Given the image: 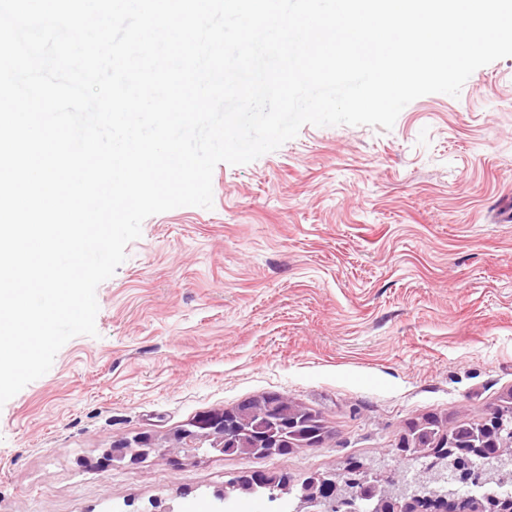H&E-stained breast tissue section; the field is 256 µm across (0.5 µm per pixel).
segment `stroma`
<instances>
[{"label":"stroma","mask_w":512,"mask_h":512,"mask_svg":"<svg viewBox=\"0 0 512 512\" xmlns=\"http://www.w3.org/2000/svg\"><path fill=\"white\" fill-rule=\"evenodd\" d=\"M212 187V208L143 222L97 288V336L0 406V512H207L245 471L384 458L402 472L407 422L478 420L512 390V223L496 211L512 194V57L459 96L413 100L389 130L303 125L217 165ZM265 392L319 413L324 444L106 458L115 439H161Z\"/></svg>","instance_id":"stroma-1"}]
</instances>
